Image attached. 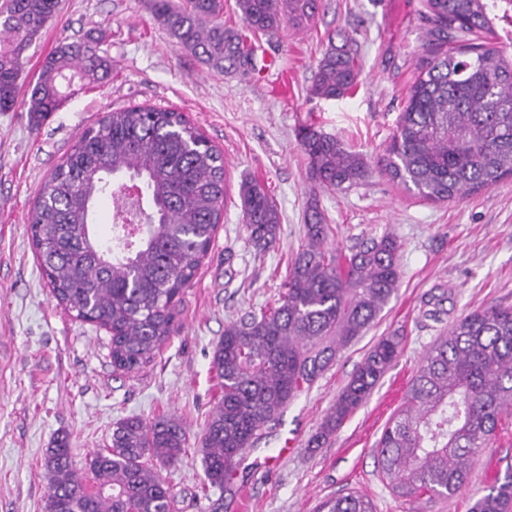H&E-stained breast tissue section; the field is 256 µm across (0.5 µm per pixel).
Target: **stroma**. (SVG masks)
Segmentation results:
<instances>
[{
	"mask_svg": "<svg viewBox=\"0 0 512 512\" xmlns=\"http://www.w3.org/2000/svg\"><path fill=\"white\" fill-rule=\"evenodd\" d=\"M424 0H323L312 27L262 38L279 71L252 78L210 68L181 50L158 24L151 0H60V11L23 55L18 101L0 112V512H46L42 467L47 448L67 437L74 466L111 442L116 423L166 415L184 426L189 446L165 475L172 512H317L355 491L376 512H469L489 487L488 459L512 466V416L476 458L465 488L448 499L395 496L376 462L375 445L404 402L422 357L471 312L512 306V177L457 202L439 203L392 181L380 160L425 64ZM349 34L362 66L342 98L309 93L329 42ZM110 58L107 79L75 92L45 121L34 122L30 90L59 42L86 37ZM149 104L184 112L224 156L227 197L212 245L182 302L176 331L139 372L114 370L109 334L76 319L52 297L28 229L44 180L80 133L105 112ZM311 126L360 154L368 173L346 191L315 186L299 141ZM258 182L281 213L275 247L247 242L238 195ZM318 202L329 226L325 246L349 249L390 234L401 277L378 322L303 385L277 423L260 432L223 488L210 486L200 440L221 394L212 364L225 325L275 306L287 268L305 245V214ZM437 310L429 318L427 310ZM382 336L401 353L365 404L318 448L309 444L357 366Z\"/></svg>",
	"mask_w": 512,
	"mask_h": 512,
	"instance_id": "35a3bbf8",
	"label": "stroma"
}]
</instances>
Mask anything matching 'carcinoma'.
Returning <instances> with one entry per match:
<instances>
[{"mask_svg":"<svg viewBox=\"0 0 512 512\" xmlns=\"http://www.w3.org/2000/svg\"><path fill=\"white\" fill-rule=\"evenodd\" d=\"M60 0H5L0 6V111L18 96L23 53L58 11ZM322 0H236L245 31L224 24L223 0H153L155 20L176 44L213 69L260 78L271 70L249 36L303 30ZM422 19L429 59L381 160L393 181L434 202L461 200L512 177V54L490 43L501 29L512 36V0H425ZM111 61L96 41H62L44 60L30 92L35 123L57 111L76 78L100 83ZM359 64L347 45L326 50L310 93L336 99L357 83ZM308 178L345 190L366 176L364 159L340 140L312 128L302 132ZM146 189L138 206L147 233L119 250L93 231L96 200L109 197L126 223L117 179ZM248 239L265 251L276 243L281 217L265 189L239 191ZM224 158L199 141L184 115L155 106L106 113L87 128L45 182L30 220L42 275L58 304L111 334L112 365L125 372L151 363L175 332L174 310L209 252L225 202ZM306 244L288 267L278 306L249 313L224 327L213 366L224 393L201 439L207 481L222 487L257 433L301 390L372 326L400 280L397 239L362 240L348 251L324 247L329 230L318 204L306 214ZM400 354V341L380 338L338 394L318 447L369 397ZM512 415V308L489 306L458 320L427 351L405 401L377 442L380 471L394 495L451 498L468 480L475 456L503 418ZM188 437L173 417L130 416L111 445L91 453L85 474L72 465L64 438L47 449V512H171L172 491L162 470L178 463ZM319 512H375L355 493L331 497ZM472 512H512V468Z\"/></svg>","mask_w":512,"mask_h":512,"instance_id":"1","label":"carcinoma"}]
</instances>
